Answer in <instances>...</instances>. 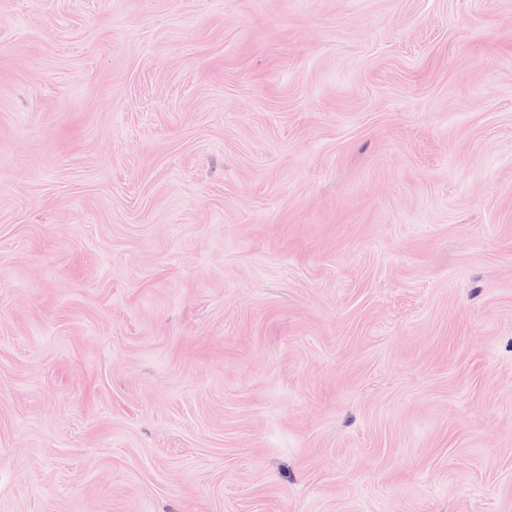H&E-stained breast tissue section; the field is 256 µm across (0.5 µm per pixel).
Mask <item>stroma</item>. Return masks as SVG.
I'll list each match as a JSON object with an SVG mask.
<instances>
[{
    "label": "stroma",
    "mask_w": 512,
    "mask_h": 512,
    "mask_svg": "<svg viewBox=\"0 0 512 512\" xmlns=\"http://www.w3.org/2000/svg\"><path fill=\"white\" fill-rule=\"evenodd\" d=\"M0 512H512V0H0Z\"/></svg>",
    "instance_id": "35a3bbf8"
}]
</instances>
